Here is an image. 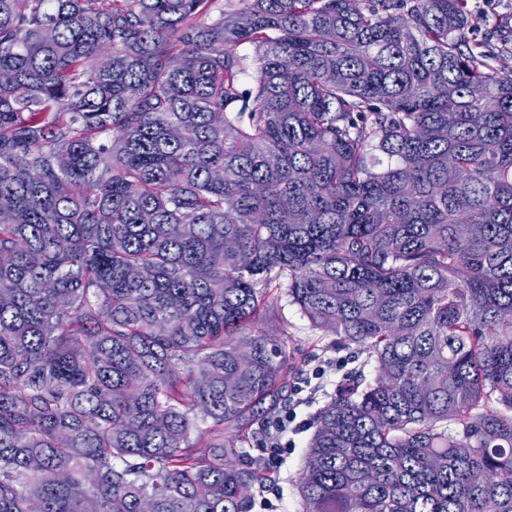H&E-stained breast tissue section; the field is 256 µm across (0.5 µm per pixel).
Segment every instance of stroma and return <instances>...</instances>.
Listing matches in <instances>:
<instances>
[{"mask_svg": "<svg viewBox=\"0 0 512 512\" xmlns=\"http://www.w3.org/2000/svg\"><path fill=\"white\" fill-rule=\"evenodd\" d=\"M251 334L274 337L286 355L289 391L285 406L244 448L242 463L269 465L276 480L254 488L252 512H301L298 477L313 432L312 416L333 394L340 376L363 357L338 347L335 336L311 326L283 290L272 289Z\"/></svg>", "mask_w": 512, "mask_h": 512, "instance_id": "stroma-1", "label": "stroma"}]
</instances>
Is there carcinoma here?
<instances>
[{"label": "carcinoma", "mask_w": 512, "mask_h": 512, "mask_svg": "<svg viewBox=\"0 0 512 512\" xmlns=\"http://www.w3.org/2000/svg\"><path fill=\"white\" fill-rule=\"evenodd\" d=\"M106 2L0 0V512H251L272 286L365 354L303 512H512V69L468 0Z\"/></svg>", "instance_id": "obj_1"}]
</instances>
